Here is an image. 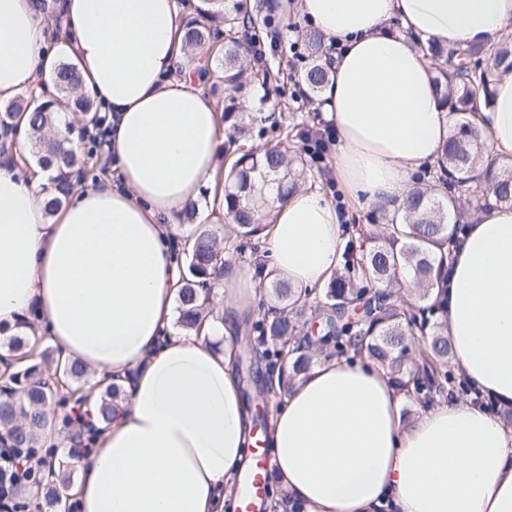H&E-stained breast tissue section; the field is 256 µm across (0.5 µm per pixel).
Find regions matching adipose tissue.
<instances>
[{"mask_svg":"<svg viewBox=\"0 0 512 512\" xmlns=\"http://www.w3.org/2000/svg\"><path fill=\"white\" fill-rule=\"evenodd\" d=\"M301 13L337 47L320 103L338 134L332 174L351 199L394 211L453 132L417 41L496 40L512 31V0H301ZM185 22L180 0H66L64 57L108 114L117 177L52 215L47 172L0 166V325L37 308L64 358L127 393L59 489L81 512H222L246 464L228 325L173 327L177 215L212 184L225 139L186 71ZM48 37L32 0H0V101L51 83L64 57L46 53ZM475 120L491 154L511 158L512 76ZM271 216L259 236L278 278L321 287L344 245L335 206L304 187ZM215 293L241 312L252 271ZM448 336L465 383L512 404V207L486 212L451 252ZM401 400L361 358L313 366L272 418L279 488L306 512H512V429L466 399L407 423Z\"/></svg>","mask_w":512,"mask_h":512,"instance_id":"ef3b65f1","label":"adipose tissue"}]
</instances>
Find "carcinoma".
I'll return each instance as SVG.
<instances>
[{"label": "carcinoma", "instance_id": "1", "mask_svg": "<svg viewBox=\"0 0 512 512\" xmlns=\"http://www.w3.org/2000/svg\"><path fill=\"white\" fill-rule=\"evenodd\" d=\"M222 10L203 9L193 0L186 9L185 46L189 53L204 52L218 62V79L229 94L222 108L230 123L224 157L229 169L224 177V222L229 235L211 229L197 233L185 252L187 275L178 297V320L190 331L200 327L211 286L224 278V266L245 247L269 217L272 195L281 198L297 190L313 168L325 159L327 145L313 139L305 120L288 116L281 140L254 144L266 127L257 112H239L230 93L249 85L264 104L270 85L279 73L266 63L267 52L279 48V28L288 20L285 5L292 0H212ZM324 36L314 28L303 30L290 44L292 57L304 66L289 64L288 78L306 88L313 100L328 80L321 56ZM426 52L435 61L434 82L440 101L451 115L462 119L454 127L433 165L431 185L407 194L400 209L380 213L381 224L366 246L348 252L342 267L335 269L319 289L320 301L311 306V292H300L270 277L265 262L250 259L278 307L271 317L252 322L242 319L234 339L247 359L256 355L277 370L275 383L261 386V409L253 422L265 424L270 401L290 392L300 375L313 365L353 352L385 372L398 393L427 408L458 384L450 370L453 359L448 338V244L459 229L473 224L495 205H512V162L489 157L487 135L473 121L478 104L489 106L494 84L512 73V41L497 40L465 48L430 45ZM59 95L72 100L75 111H93L81 93L76 68L63 63L54 81ZM55 101L35 107L31 101L14 102L0 116V128L8 131L21 113H28L27 131L37 162L53 167L49 209H57L73 188L71 170L78 158L73 149L50 136L58 123ZM314 309L322 319L316 340L304 332L303 317ZM9 350L17 360L6 363L0 374V431L12 447L30 451L39 447L51 406L85 403L88 369L79 362L60 361L49 349L28 346L13 335ZM98 418L109 423L123 409L127 397L112 381L97 384ZM59 505L55 484L40 483L36 502L21 503L20 512H42L43 506Z\"/></svg>", "mask_w": 512, "mask_h": 512}]
</instances>
